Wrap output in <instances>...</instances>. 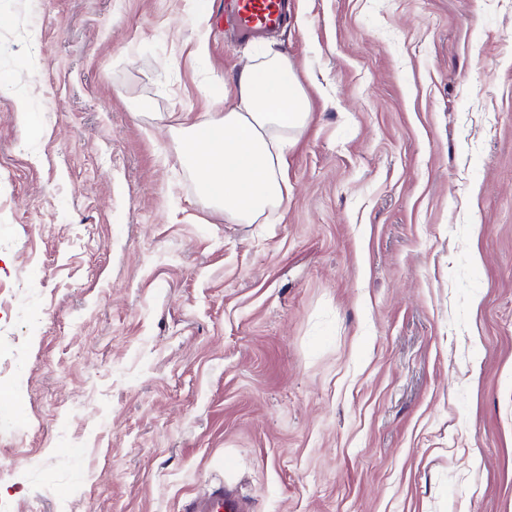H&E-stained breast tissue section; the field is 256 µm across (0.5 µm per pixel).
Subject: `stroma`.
Segmentation results:
<instances>
[{
	"label": "stroma",
	"instance_id": "stroma-1",
	"mask_svg": "<svg viewBox=\"0 0 512 512\" xmlns=\"http://www.w3.org/2000/svg\"><path fill=\"white\" fill-rule=\"evenodd\" d=\"M290 3L0 0V512H512V0ZM270 52L311 119L234 224L179 138ZM288 0H225L224 28L232 36H266L285 23ZM249 504L234 491L218 486L202 499L189 501L184 512H248Z\"/></svg>",
	"mask_w": 512,
	"mask_h": 512
}]
</instances>
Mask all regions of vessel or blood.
I'll use <instances>...</instances> for the list:
<instances>
[{
  "instance_id": "vessel-or-blood-1",
  "label": "vessel or blood",
  "mask_w": 512,
  "mask_h": 512,
  "mask_svg": "<svg viewBox=\"0 0 512 512\" xmlns=\"http://www.w3.org/2000/svg\"><path fill=\"white\" fill-rule=\"evenodd\" d=\"M287 5L288 0H225L224 27L233 36L272 34L284 25ZM184 512H249V505L220 486L208 497L189 501Z\"/></svg>"
}]
</instances>
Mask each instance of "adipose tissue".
<instances>
[{"instance_id":"ef3b65f1","label":"adipose tissue","mask_w":512,"mask_h":512,"mask_svg":"<svg viewBox=\"0 0 512 512\" xmlns=\"http://www.w3.org/2000/svg\"><path fill=\"white\" fill-rule=\"evenodd\" d=\"M234 85L235 105L212 122L193 125L180 152L225 217L251 224L288 197L283 170L308 124L310 102L291 61L279 55L243 67Z\"/></svg>"}]
</instances>
